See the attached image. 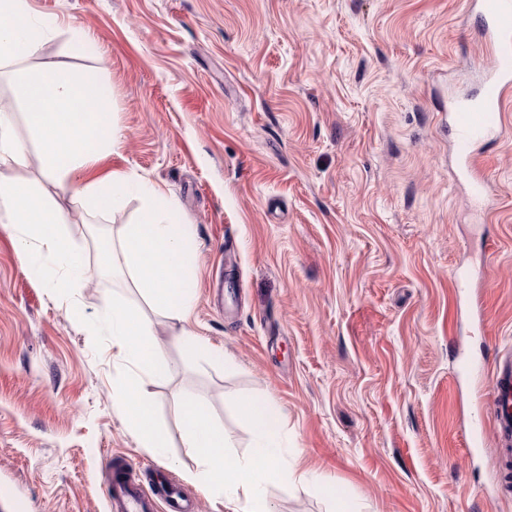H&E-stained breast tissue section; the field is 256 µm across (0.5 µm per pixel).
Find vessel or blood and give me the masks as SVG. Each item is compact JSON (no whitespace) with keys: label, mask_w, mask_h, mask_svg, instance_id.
<instances>
[{"label":"vessel or blood","mask_w":512,"mask_h":512,"mask_svg":"<svg viewBox=\"0 0 512 512\" xmlns=\"http://www.w3.org/2000/svg\"><path fill=\"white\" fill-rule=\"evenodd\" d=\"M479 31L489 47V68L476 95H464L448 103L452 148L461 178L468 184L474 205H482L489 183L481 171L479 147L501 138L506 105L512 100V0H481ZM488 399L494 422L506 442H512V361L499 364L492 376ZM170 512H192L182 494L169 483L146 490L128 477H113L109 489L112 512H157L158 503Z\"/></svg>","instance_id":"obj_1"}]
</instances>
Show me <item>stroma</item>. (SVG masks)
Listing matches in <instances>:
<instances>
[{
    "instance_id": "stroma-1",
    "label": "stroma",
    "mask_w": 512,
    "mask_h": 512,
    "mask_svg": "<svg viewBox=\"0 0 512 512\" xmlns=\"http://www.w3.org/2000/svg\"><path fill=\"white\" fill-rule=\"evenodd\" d=\"M59 28L29 68L102 78L120 144L95 175L134 174L176 200L195 259L184 327L213 349L190 358L149 312L170 377L146 391L166 456L142 448L112 403L115 358L99 312L132 283L100 252L145 216L127 197L80 200L67 231L84 274L51 254L22 259L0 227V482L29 512H109L110 468L145 489L176 482L195 512H228L184 478L177 404L205 397L245 454L240 412L283 414L271 512H512L494 424L479 447L490 372L512 356V127L482 148L489 222L458 180L448 97L476 93L487 60L468 0H30ZM486 277L456 288L453 273ZM84 322H75L73 309ZM469 360L485 370L459 377ZM305 481H298V474Z\"/></svg>"
}]
</instances>
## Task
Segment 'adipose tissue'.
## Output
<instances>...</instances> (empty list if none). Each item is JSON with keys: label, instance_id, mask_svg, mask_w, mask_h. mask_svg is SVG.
<instances>
[{"label": "adipose tissue", "instance_id": "obj_1", "mask_svg": "<svg viewBox=\"0 0 512 512\" xmlns=\"http://www.w3.org/2000/svg\"><path fill=\"white\" fill-rule=\"evenodd\" d=\"M54 28L53 20L32 11L29 0H0V70H13L14 102L13 108H0V165L24 168L29 164L28 148L15 132V120L20 117L39 144L41 175L37 181L0 175V220L12 224L22 243L32 242L52 253L75 276L82 271V256L66 232L65 212L44 198L41 182L100 212L122 198L140 197L151 207L147 220L127 225L119 244H106L101 262L126 271L154 310L174 322H185L192 311L187 271L193 250L188 230L170 219L176 201L166 200L164 208H157L158 189L141 177L91 178L102 154L118 145L109 95L90 77L24 67ZM101 321L118 357L132 366L130 373L114 380L112 402L125 409L127 427L141 446L164 454L168 432L157 419L155 404L142 382L166 378L173 366L141 311L116 299L105 303ZM242 412L249 422L251 449L239 456L232 452V435L215 419L205 398L179 403L184 446L196 462L186 478L223 496L229 512H269L267 484L289 478L280 465L282 417L263 399L244 404Z\"/></svg>", "mask_w": 512, "mask_h": 512}]
</instances>
